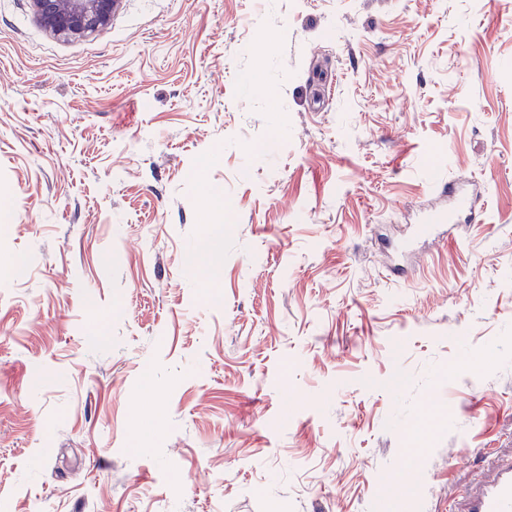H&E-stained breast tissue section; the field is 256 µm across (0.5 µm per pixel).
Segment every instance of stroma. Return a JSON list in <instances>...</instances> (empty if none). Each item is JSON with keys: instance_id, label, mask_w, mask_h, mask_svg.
Listing matches in <instances>:
<instances>
[{"instance_id": "stroma-1", "label": "stroma", "mask_w": 512, "mask_h": 512, "mask_svg": "<svg viewBox=\"0 0 512 512\" xmlns=\"http://www.w3.org/2000/svg\"><path fill=\"white\" fill-rule=\"evenodd\" d=\"M419 165L486 212L397 257ZM510 454L512 0H0V512H452ZM35 14L55 35L79 39L106 27L122 0H32Z\"/></svg>"}]
</instances>
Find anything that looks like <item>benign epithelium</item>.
<instances>
[{
    "instance_id": "benign-epithelium-1",
    "label": "benign epithelium",
    "mask_w": 512,
    "mask_h": 512,
    "mask_svg": "<svg viewBox=\"0 0 512 512\" xmlns=\"http://www.w3.org/2000/svg\"><path fill=\"white\" fill-rule=\"evenodd\" d=\"M35 14L55 35L83 38L106 27L122 0H32Z\"/></svg>"
}]
</instances>
